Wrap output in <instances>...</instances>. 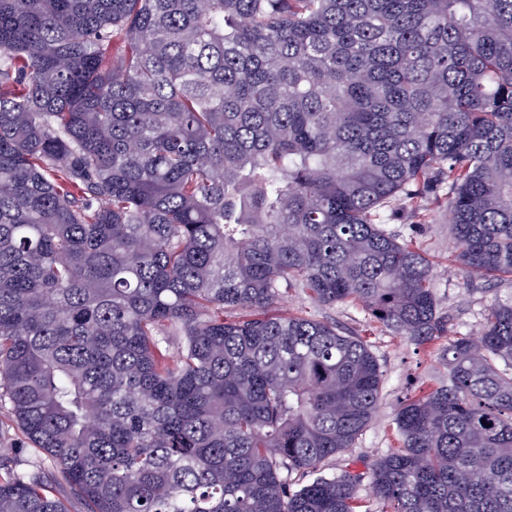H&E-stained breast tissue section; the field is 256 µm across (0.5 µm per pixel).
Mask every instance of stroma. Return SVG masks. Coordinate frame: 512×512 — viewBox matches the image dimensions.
I'll list each match as a JSON object with an SVG mask.
<instances>
[{"label":"stroma","mask_w":512,"mask_h":512,"mask_svg":"<svg viewBox=\"0 0 512 512\" xmlns=\"http://www.w3.org/2000/svg\"><path fill=\"white\" fill-rule=\"evenodd\" d=\"M448 200L429 198L425 218H418L409 206L398 202L386 213V229L402 238H414L432 266V282L439 314L448 317L453 334L479 337L485 314L496 295L512 291L511 281L490 286L484 278L467 273L459 264L456 240L448 224ZM283 314H303L335 323L360 336L377 358L383 371L379 411L359 436L353 448L330 459L327 470L367 472L373 461L396 447L393 425L395 411L405 397L433 385L445 368L434 345H420L409 337L393 333L352 303L323 306L301 292H289L279 308Z\"/></svg>","instance_id":"stroma-1"}]
</instances>
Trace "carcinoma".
<instances>
[{
    "label": "carcinoma",
    "mask_w": 512,
    "mask_h": 512,
    "mask_svg": "<svg viewBox=\"0 0 512 512\" xmlns=\"http://www.w3.org/2000/svg\"><path fill=\"white\" fill-rule=\"evenodd\" d=\"M441 184L462 267L512 277V0H0V512H357L325 467L383 371L275 309L446 335L383 227ZM437 354L380 512H512V296Z\"/></svg>",
    "instance_id": "carcinoma-1"
}]
</instances>
